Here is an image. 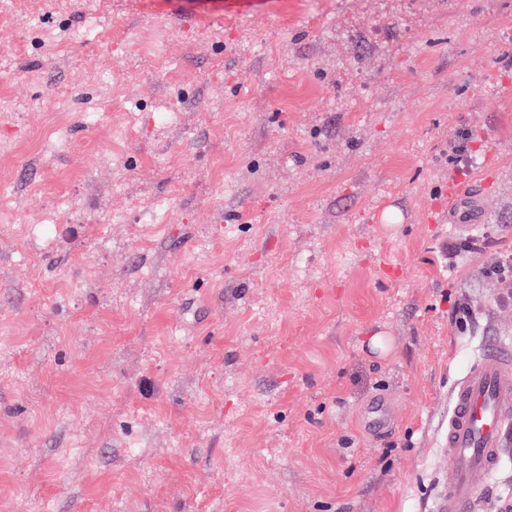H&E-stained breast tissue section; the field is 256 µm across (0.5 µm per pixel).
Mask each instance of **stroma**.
Wrapping results in <instances>:
<instances>
[{
	"label": "stroma",
	"instance_id": "1",
	"mask_svg": "<svg viewBox=\"0 0 512 512\" xmlns=\"http://www.w3.org/2000/svg\"><path fill=\"white\" fill-rule=\"evenodd\" d=\"M510 248L512 0H0V512H428ZM473 197L466 195L457 182L448 184V222L449 223H473L475 222V214L472 207L471 199ZM456 206L459 210L456 209ZM461 210V211H460ZM483 274L491 277L499 289L500 302L506 303L512 299V251L498 252L492 266L485 269Z\"/></svg>",
	"mask_w": 512,
	"mask_h": 512
}]
</instances>
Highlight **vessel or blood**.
Here are the masks:
<instances>
[{"label":"vessel or blood","mask_w":512,"mask_h":512,"mask_svg":"<svg viewBox=\"0 0 512 512\" xmlns=\"http://www.w3.org/2000/svg\"><path fill=\"white\" fill-rule=\"evenodd\" d=\"M448 220H475L471 198L458 183L448 186ZM512 342L484 350L453 387L445 443L454 465L431 502V512H476L478 495L496 477L512 429Z\"/></svg>","instance_id":"obj_1"}]
</instances>
